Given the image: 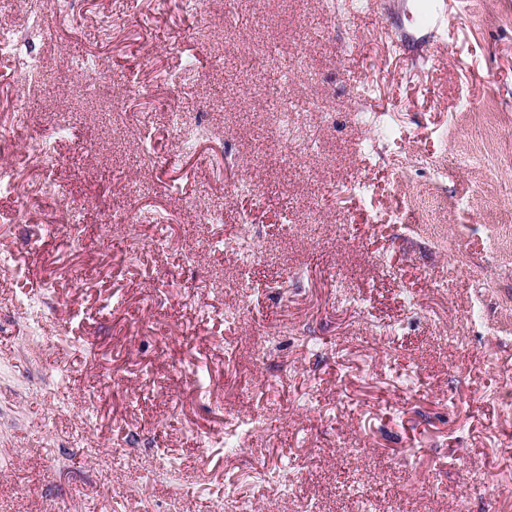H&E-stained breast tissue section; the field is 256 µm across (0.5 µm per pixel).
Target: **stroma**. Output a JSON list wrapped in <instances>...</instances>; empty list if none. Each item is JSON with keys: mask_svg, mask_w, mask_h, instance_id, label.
Here are the masks:
<instances>
[{"mask_svg": "<svg viewBox=\"0 0 512 512\" xmlns=\"http://www.w3.org/2000/svg\"><path fill=\"white\" fill-rule=\"evenodd\" d=\"M80 11L39 43L44 68L82 46L109 97L30 93L0 57V128L20 96L39 126L70 120L55 144L68 196L0 191V512H512V0H237L231 16L209 0L196 24L154 0ZM112 16L127 25L106 42ZM256 49L312 140L298 162L271 159L274 107L235 76ZM181 70L175 89L159 79ZM218 86L222 108L203 111ZM163 97L187 131L212 128L196 157ZM115 112L148 113L153 165ZM242 169L265 204L225 195ZM117 174L163 250L131 255L119 224L77 248L50 232L71 202L99 223ZM188 197L264 225L254 273ZM288 269L302 284L265 288Z\"/></svg>", "mask_w": 512, "mask_h": 512, "instance_id": "35a3bbf8", "label": "stroma"}]
</instances>
